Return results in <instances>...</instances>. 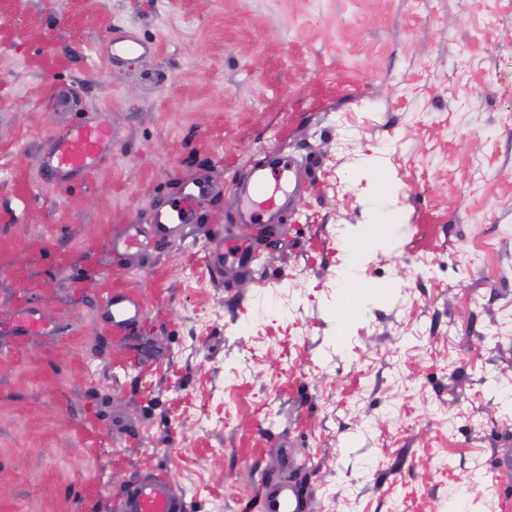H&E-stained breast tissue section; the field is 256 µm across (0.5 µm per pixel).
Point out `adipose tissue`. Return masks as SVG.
<instances>
[{"mask_svg":"<svg viewBox=\"0 0 512 512\" xmlns=\"http://www.w3.org/2000/svg\"><path fill=\"white\" fill-rule=\"evenodd\" d=\"M381 170L382 164L375 158L363 170L367 177L362 189L366 203L364 221L346 230L347 247L340 256L336 278L337 306L354 305L355 315L359 317L366 314L368 304L379 296L378 291L362 287L367 262L376 252L395 251L405 237L403 206L391 189L380 188L374 178Z\"/></svg>","mask_w":512,"mask_h":512,"instance_id":"1","label":"adipose tissue"}]
</instances>
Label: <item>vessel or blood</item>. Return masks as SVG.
Returning <instances> with one entry per match:
<instances>
[{
	"label": "vessel or blood",
	"instance_id": "obj_1",
	"mask_svg": "<svg viewBox=\"0 0 512 512\" xmlns=\"http://www.w3.org/2000/svg\"><path fill=\"white\" fill-rule=\"evenodd\" d=\"M149 44L136 31L130 30L112 41V59L142 56ZM112 152V128L102 117L88 115L75 125L51 131L39 153V168L46 183L65 187L84 181ZM292 158L274 155L253 167L237 185V205L232 217L241 227L263 226L278 221L283 201L295 197L297 182L293 178ZM213 183L201 181L178 200L156 207L147 224H130L125 231L108 242L113 256L127 260L137 252L158 248L180 237L186 225L197 223L193 210L195 197L212 193ZM205 261L213 277L224 276V237L220 230L205 225ZM102 311L113 335L137 334L143 323L144 307L132 290L111 289ZM55 326L40 309L30 302L19 304L6 330L7 335L26 341L53 335ZM312 490L285 479L256 476L243 512H313ZM119 512H191V503L163 466L141 471L123 487L117 496Z\"/></svg>",
	"mask_w": 512,
	"mask_h": 512
}]
</instances>
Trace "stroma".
Listing matches in <instances>:
<instances>
[{
    "label": "stroma",
    "instance_id": "35a3bbf8",
    "mask_svg": "<svg viewBox=\"0 0 512 512\" xmlns=\"http://www.w3.org/2000/svg\"><path fill=\"white\" fill-rule=\"evenodd\" d=\"M0 321L39 304L53 336L0 335V512H106L163 464L193 512H239L255 444L314 512H512V0H0ZM154 53L110 63L112 33ZM100 114L112 156L43 182L54 127ZM278 151L319 184L255 234L232 290L190 235L114 263L106 243L202 178L201 219L239 229L235 183ZM438 231L377 253L386 289L336 343V243L363 221L367 157ZM287 267L267 287L256 277ZM135 291L145 325L95 309ZM134 346L156 375L114 372ZM302 386L289 398L286 383ZM101 310L107 324L115 336H132L142 327L144 307L140 298L125 287L111 289L102 304Z\"/></svg>",
    "mask_w": 512,
    "mask_h": 512
}]
</instances>
